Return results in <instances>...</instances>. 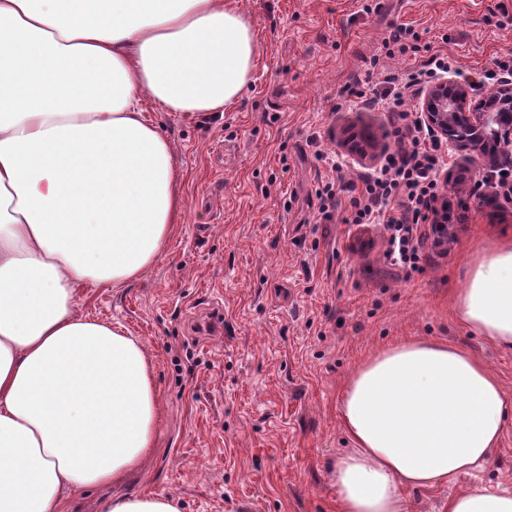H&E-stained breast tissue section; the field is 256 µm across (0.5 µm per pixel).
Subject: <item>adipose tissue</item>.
Here are the masks:
<instances>
[{
  "label": "adipose tissue",
  "instance_id": "ef3b65f1",
  "mask_svg": "<svg viewBox=\"0 0 512 512\" xmlns=\"http://www.w3.org/2000/svg\"><path fill=\"white\" fill-rule=\"evenodd\" d=\"M256 60L238 0H0V512H64L68 492L121 483L152 448L145 345L79 302L140 278L174 231L181 174L143 102L223 111ZM452 303L512 350V241L475 252ZM339 415L351 442L332 469L340 512H408L405 490L486 466L512 399L466 350L412 340L353 371ZM100 512L180 503L139 493ZM445 512H512V491L479 485Z\"/></svg>",
  "mask_w": 512,
  "mask_h": 512
}]
</instances>
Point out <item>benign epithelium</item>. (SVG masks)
Listing matches in <instances>:
<instances>
[{
    "instance_id": "obj_1",
    "label": "benign epithelium",
    "mask_w": 512,
    "mask_h": 512,
    "mask_svg": "<svg viewBox=\"0 0 512 512\" xmlns=\"http://www.w3.org/2000/svg\"><path fill=\"white\" fill-rule=\"evenodd\" d=\"M424 121L449 147L478 149L492 169H512V84L492 97L472 99L469 87L448 79L431 86L424 97ZM504 133V142L485 145L489 131Z\"/></svg>"
}]
</instances>
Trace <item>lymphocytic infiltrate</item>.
Wrapping results in <instances>:
<instances>
[{
	"mask_svg": "<svg viewBox=\"0 0 512 512\" xmlns=\"http://www.w3.org/2000/svg\"><path fill=\"white\" fill-rule=\"evenodd\" d=\"M452 68L449 56L430 55L419 67L393 78L392 98L388 101L372 95L368 81H356L348 90L349 100L364 106H385L400 150L380 169L363 174L358 182H329L317 193L324 219H331L344 195L348 205L342 223L385 225L390 233L385 257L391 265L404 269H419L426 259L424 243L439 247L446 226L462 221L469 208L467 200L450 195L440 179L446 164L443 142L404 105L406 98Z\"/></svg>",
	"mask_w": 512,
	"mask_h": 512,
	"instance_id": "lymphocytic-infiltrate-1",
	"label": "lymphocytic infiltrate"
}]
</instances>
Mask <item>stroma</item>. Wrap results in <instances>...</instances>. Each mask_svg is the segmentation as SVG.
I'll use <instances>...</instances> for the list:
<instances>
[{
    "label": "stroma",
    "instance_id": "35a3bbf8",
    "mask_svg": "<svg viewBox=\"0 0 512 512\" xmlns=\"http://www.w3.org/2000/svg\"><path fill=\"white\" fill-rule=\"evenodd\" d=\"M380 3L367 13L361 0H241L258 42L241 99L203 120L145 103L182 174L177 224L144 276L80 301L144 342L155 370V448L127 490L173 496L182 512H338L343 386L410 339L470 352L512 398V351L452 313L468 255L512 238L511 204L471 199L445 253L414 271L386 263L382 226L315 219L322 185L356 180L395 149L386 112L339 104L355 80L382 91L425 60L388 54L391 29L412 28L462 75L512 54V0ZM350 139L364 156L349 154ZM484 483L512 489V421L485 471L406 490L408 512H444L449 496Z\"/></svg>",
    "mask_w": 512,
    "mask_h": 512
}]
</instances>
